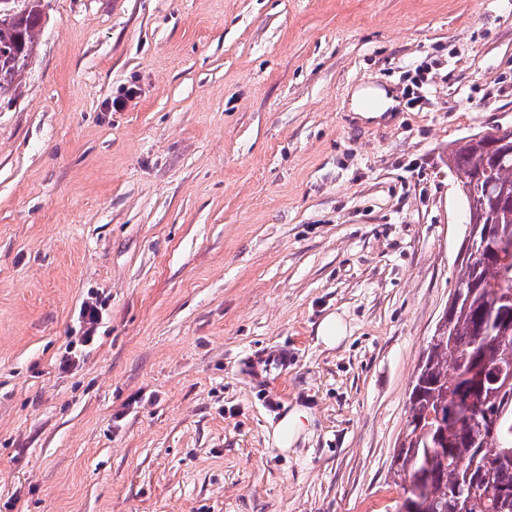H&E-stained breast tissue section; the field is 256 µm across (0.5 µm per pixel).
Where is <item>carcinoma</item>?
Wrapping results in <instances>:
<instances>
[{
	"label": "carcinoma",
	"instance_id": "1",
	"mask_svg": "<svg viewBox=\"0 0 512 512\" xmlns=\"http://www.w3.org/2000/svg\"><path fill=\"white\" fill-rule=\"evenodd\" d=\"M0 14V99L16 91V80L35 50L43 24L42 0H19ZM448 166L466 171L483 189L465 193L468 212L482 217L483 252L460 263V301L448 305L425 348L406 406V428L392 460L405 497L426 488L419 512H512V385L491 386L468 377L485 363L512 366V332L486 336L491 294L512 289V257L497 253L512 227V138L491 148L474 134L448 148ZM474 398L469 422L453 415L459 393Z\"/></svg>",
	"mask_w": 512,
	"mask_h": 512
}]
</instances>
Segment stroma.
<instances>
[{
	"mask_svg": "<svg viewBox=\"0 0 512 512\" xmlns=\"http://www.w3.org/2000/svg\"><path fill=\"white\" fill-rule=\"evenodd\" d=\"M44 8L0 102V512H396L466 230L448 146L512 126V0ZM370 91L371 96L377 100L376 107L374 108H368L363 104V99L367 97V90L359 88L352 94L351 99L353 110L356 113H360L362 118H379L381 113L386 112L388 108H391L396 104V101L391 96V93L387 92V90L377 88ZM344 325L339 318L334 315L325 317L316 329L317 338L327 346H335L344 336ZM311 417L303 406H294L274 426L272 434L279 448L290 450L306 430Z\"/></svg>",
	"mask_w": 512,
	"mask_h": 512,
	"instance_id": "stroma-1",
	"label": "stroma"
}]
</instances>
